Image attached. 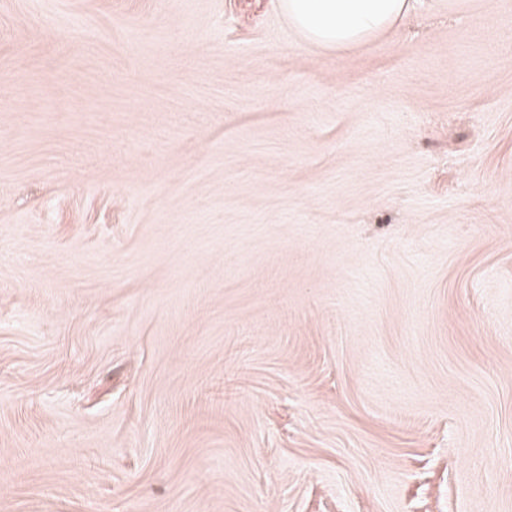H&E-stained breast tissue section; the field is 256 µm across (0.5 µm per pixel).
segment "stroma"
<instances>
[{
    "instance_id": "1",
    "label": "stroma",
    "mask_w": 512,
    "mask_h": 512,
    "mask_svg": "<svg viewBox=\"0 0 512 512\" xmlns=\"http://www.w3.org/2000/svg\"><path fill=\"white\" fill-rule=\"evenodd\" d=\"M351 49L280 0H0V512H512V0Z\"/></svg>"
}]
</instances>
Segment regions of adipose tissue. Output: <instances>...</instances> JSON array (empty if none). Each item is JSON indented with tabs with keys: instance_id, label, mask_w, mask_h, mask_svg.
I'll list each match as a JSON object with an SVG mask.
<instances>
[{
	"instance_id": "obj_1",
	"label": "adipose tissue",
	"mask_w": 512,
	"mask_h": 512,
	"mask_svg": "<svg viewBox=\"0 0 512 512\" xmlns=\"http://www.w3.org/2000/svg\"><path fill=\"white\" fill-rule=\"evenodd\" d=\"M290 22L306 40L329 48L361 44L393 29L412 0H281Z\"/></svg>"
}]
</instances>
